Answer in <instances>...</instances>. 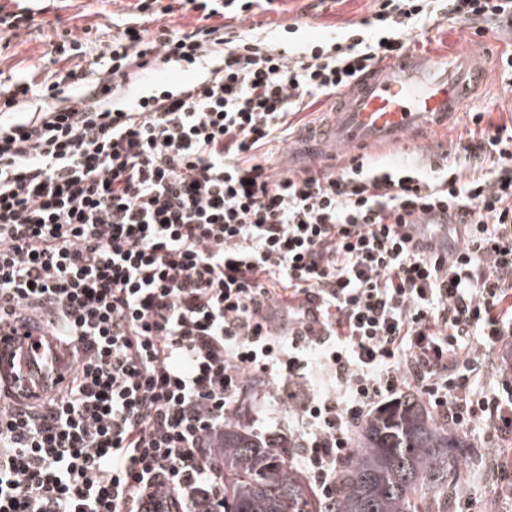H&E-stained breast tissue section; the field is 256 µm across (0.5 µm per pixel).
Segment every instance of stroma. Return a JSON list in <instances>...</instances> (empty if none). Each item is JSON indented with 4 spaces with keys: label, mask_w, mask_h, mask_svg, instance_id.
Instances as JSON below:
<instances>
[{
    "label": "stroma",
    "mask_w": 512,
    "mask_h": 512,
    "mask_svg": "<svg viewBox=\"0 0 512 512\" xmlns=\"http://www.w3.org/2000/svg\"><path fill=\"white\" fill-rule=\"evenodd\" d=\"M47 26L30 30L21 38L10 40L0 36V73L23 76L33 81L44 77L42 57L52 41L65 31H72L84 47L105 52L113 35L117 34L120 6L115 0H45L43 4ZM373 0H274L271 10L248 14L243 25L263 37L276 26L302 22V39L318 40L336 37L349 24L368 18ZM478 46L472 29L450 22L430 31L422 41H412L413 50L423 53H457ZM328 104H320L317 112L304 111L295 116L290 133L283 141L268 145L269 162L274 172L288 168V154L305 130L318 124ZM483 113L485 122H512V96L507 95L497 69H490L483 90L466 104L464 112L449 125L446 132L428 135L419 144L404 152L373 151L375 160L395 165L406 160L422 161L433 154L454 151L458 143L467 141L475 130L470 116ZM251 424L256 432L294 435V402L288 395L287 383L277 385L275 395H268L263 384H256L249 399ZM468 443L486 452L487 459L472 476L462 498L449 504L448 512H512V463L501 460L499 451L512 448V434H494L485 422H478L463 431Z\"/></svg>",
    "instance_id": "stroma-1"
}]
</instances>
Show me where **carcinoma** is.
<instances>
[{
    "label": "carcinoma",
    "instance_id": "1",
    "mask_svg": "<svg viewBox=\"0 0 512 512\" xmlns=\"http://www.w3.org/2000/svg\"><path fill=\"white\" fill-rule=\"evenodd\" d=\"M291 443L224 423V512H448L480 465L479 452L416 394L395 397L362 422L351 457L325 499L293 467Z\"/></svg>",
    "mask_w": 512,
    "mask_h": 512
}]
</instances>
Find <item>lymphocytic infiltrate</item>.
Listing matches in <instances>:
<instances>
[{
    "label": "lymphocytic infiltrate",
    "mask_w": 512,
    "mask_h": 512,
    "mask_svg": "<svg viewBox=\"0 0 512 512\" xmlns=\"http://www.w3.org/2000/svg\"><path fill=\"white\" fill-rule=\"evenodd\" d=\"M340 36L286 49L225 25L262 0H135L107 50L53 43L40 82L0 86V324L49 316L84 357L43 406L0 405V512H224V423L252 377L331 382L300 404L301 464L322 493L351 431L410 386L450 423L512 433V386L470 395L512 340V127L448 157L273 172L291 118L454 20L507 45L512 0H374ZM195 14L194 22L150 24ZM70 62L59 72L60 62ZM196 77L147 95L143 72ZM74 96H65L67 88ZM444 208L455 251L416 236Z\"/></svg>",
    "instance_id": "1"
}]
</instances>
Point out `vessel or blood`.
<instances>
[{
	"instance_id": "b4317fda",
	"label": "vessel or blood",
	"mask_w": 512,
	"mask_h": 512,
	"mask_svg": "<svg viewBox=\"0 0 512 512\" xmlns=\"http://www.w3.org/2000/svg\"><path fill=\"white\" fill-rule=\"evenodd\" d=\"M493 40L455 56L407 52L360 76L339 95L330 117L304 136L299 157L310 166L344 150L403 145L425 130L447 128L483 86ZM74 359L48 328L18 324L0 335V387L18 402L54 392Z\"/></svg>"
}]
</instances>
